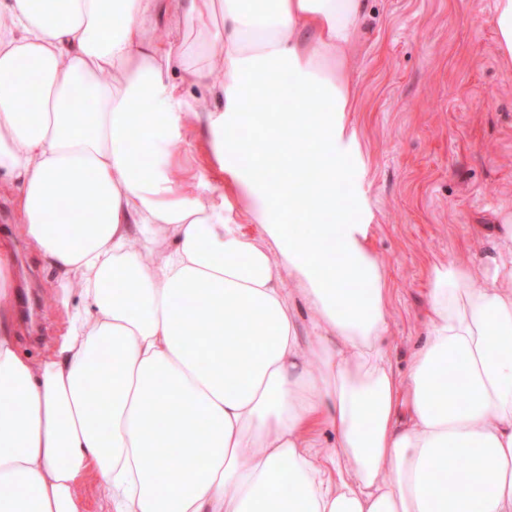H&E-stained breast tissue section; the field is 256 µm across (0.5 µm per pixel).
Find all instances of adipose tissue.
<instances>
[{"label": "adipose tissue", "mask_w": 512, "mask_h": 512, "mask_svg": "<svg viewBox=\"0 0 512 512\" xmlns=\"http://www.w3.org/2000/svg\"><path fill=\"white\" fill-rule=\"evenodd\" d=\"M364 8L0 0V175L29 244L94 307L22 355L0 241V512H79L89 475L109 512H512V212L485 265L431 268L425 341L398 376L348 119ZM192 134L221 201L174 151Z\"/></svg>", "instance_id": "ef3b65f1"}]
</instances>
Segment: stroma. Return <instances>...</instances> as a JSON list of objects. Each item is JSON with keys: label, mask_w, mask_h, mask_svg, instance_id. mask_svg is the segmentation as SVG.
Masks as SVG:
<instances>
[{"label": "stroma", "mask_w": 512, "mask_h": 512, "mask_svg": "<svg viewBox=\"0 0 512 512\" xmlns=\"http://www.w3.org/2000/svg\"><path fill=\"white\" fill-rule=\"evenodd\" d=\"M494 0H367L349 59L350 118L369 176L370 247L390 288V358L406 374L424 339L434 263L476 260L512 210V68L496 51ZM0 238L15 244L20 349L39 357L68 320L61 273L17 222L0 186Z\"/></svg>", "instance_id": "obj_1"}]
</instances>
